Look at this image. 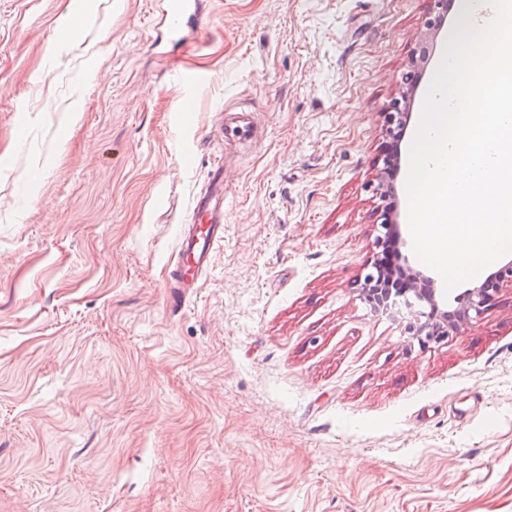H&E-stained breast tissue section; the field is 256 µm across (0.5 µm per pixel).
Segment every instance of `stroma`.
<instances>
[{
  "label": "stroma",
  "instance_id": "1",
  "mask_svg": "<svg viewBox=\"0 0 512 512\" xmlns=\"http://www.w3.org/2000/svg\"><path fill=\"white\" fill-rule=\"evenodd\" d=\"M167 2L0 0V512H512V284L426 347L359 290L433 0ZM200 0H171L168 4L167 17L169 30L173 36H178L183 21L191 16L199 17ZM434 2V11L432 13L431 18L427 22L426 28L427 32L420 40V44L422 45L421 55L418 58H414L411 63V70L409 72L404 73L402 76V84L405 86L406 91L403 92L402 100L395 99V101L391 104L389 112H387L386 122L388 124L387 127V135L390 141L388 143H398V138L401 135V126L403 119H405L404 127L406 126V121L409 118L408 112H404L407 107L410 106L414 91H415V79L416 72L420 66V63L423 62L426 52L428 51L429 40L435 35V33L440 29L442 24L444 23L447 14H448V2L452 3L451 0H433ZM401 100V101H400ZM403 127V128H404ZM224 165L213 170L207 186L193 198L191 217L183 229L170 268V288L183 294L199 288L213 263L215 250L224 242Z\"/></svg>",
  "mask_w": 512,
  "mask_h": 512
}]
</instances>
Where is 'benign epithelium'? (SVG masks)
Returning a JSON list of instances; mask_svg holds the SVG:
<instances>
[{"instance_id":"obj_1","label":"benign epithelium","mask_w":512,"mask_h":512,"mask_svg":"<svg viewBox=\"0 0 512 512\" xmlns=\"http://www.w3.org/2000/svg\"><path fill=\"white\" fill-rule=\"evenodd\" d=\"M433 2L434 11L427 22V32L420 40L421 55L412 60L411 70L402 76V84L406 91L403 92L402 99L395 100L387 112V135L390 141L395 143L401 135L402 122L409 118L406 108L411 104L415 91L416 72L426 56L429 40L440 29L448 14L450 0H433ZM386 277H388L386 271L376 265L371 267L364 276V282L367 285L363 294L365 301L385 309L398 305L412 308L419 303L424 304L427 310L418 311L414 321L409 323L408 329L415 336L425 337L427 342H437L450 336L461 325L478 319L484 313L492 294L500 284L512 283V261L501 266L490 279L467 290V307L461 313L455 309H448V293L445 289L436 287L434 278L420 270L411 271V280L415 283L413 287L398 292L383 288H369L372 283L381 282Z\"/></svg>"}]
</instances>
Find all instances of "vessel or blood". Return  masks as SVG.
<instances>
[{
	"label": "vessel or blood",
	"mask_w": 512,
	"mask_h": 512,
	"mask_svg": "<svg viewBox=\"0 0 512 512\" xmlns=\"http://www.w3.org/2000/svg\"><path fill=\"white\" fill-rule=\"evenodd\" d=\"M200 0H170L169 30L179 35L183 21L199 16ZM224 168L216 166L205 188L193 198L191 217L183 229L170 268L169 284L179 291L199 287L213 263L216 249L224 241Z\"/></svg>",
	"instance_id": "vessel-or-blood-1"
}]
</instances>
